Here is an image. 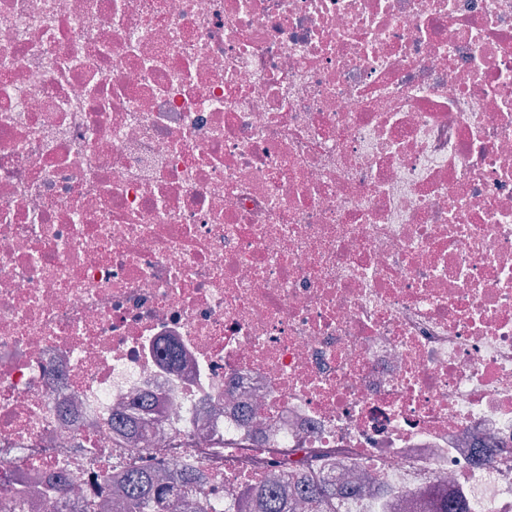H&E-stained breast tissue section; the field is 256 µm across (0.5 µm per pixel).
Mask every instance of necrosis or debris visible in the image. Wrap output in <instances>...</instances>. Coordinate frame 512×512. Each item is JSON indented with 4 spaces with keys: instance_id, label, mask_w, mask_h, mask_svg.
<instances>
[{
    "instance_id": "obj_1",
    "label": "necrosis or debris",
    "mask_w": 512,
    "mask_h": 512,
    "mask_svg": "<svg viewBox=\"0 0 512 512\" xmlns=\"http://www.w3.org/2000/svg\"><path fill=\"white\" fill-rule=\"evenodd\" d=\"M146 465L512 512V0H0V512Z\"/></svg>"
}]
</instances>
